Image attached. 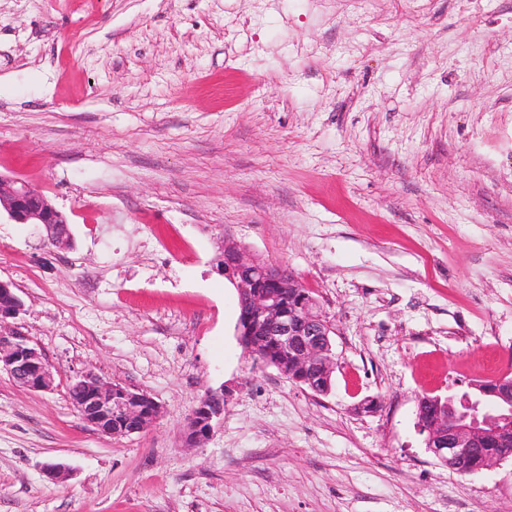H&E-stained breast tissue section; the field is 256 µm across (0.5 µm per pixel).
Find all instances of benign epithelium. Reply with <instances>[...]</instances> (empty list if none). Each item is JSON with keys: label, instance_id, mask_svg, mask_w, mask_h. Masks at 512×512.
I'll return each instance as SVG.
<instances>
[{"label": "benign epithelium", "instance_id": "1", "mask_svg": "<svg viewBox=\"0 0 512 512\" xmlns=\"http://www.w3.org/2000/svg\"><path fill=\"white\" fill-rule=\"evenodd\" d=\"M16 224L43 226L47 240L59 249L73 247L70 219L42 191L27 181L0 172V214ZM224 275L233 281L239 299L237 336L259 364L276 368L292 383L319 395L331 391L336 361L331 321L317 299L287 267L258 260L242 246L224 241ZM23 302L14 285L0 280V371L30 390L53 388V367L17 323ZM272 345L282 356L271 361L261 346ZM72 404L87 424L106 436L140 432L154 423L161 407L148 395L88 372L75 380ZM418 408V429L425 448L442 463L463 464L468 449L486 442L501 452L490 456L488 470L512 456V375L488 383L471 382L446 397H424ZM224 418V393L208 391L187 417L186 441L202 445L215 422Z\"/></svg>", "mask_w": 512, "mask_h": 512}]
</instances>
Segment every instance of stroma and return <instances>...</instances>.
<instances>
[{
	"label": "stroma",
	"instance_id": "1",
	"mask_svg": "<svg viewBox=\"0 0 512 512\" xmlns=\"http://www.w3.org/2000/svg\"><path fill=\"white\" fill-rule=\"evenodd\" d=\"M0 171L74 238L0 220L55 367L0 374V512H512V459L453 472L417 427L512 370V0H0ZM228 240L313 291L329 394L240 343ZM86 372L162 417L99 434ZM209 388L224 420L186 445Z\"/></svg>",
	"mask_w": 512,
	"mask_h": 512
}]
</instances>
